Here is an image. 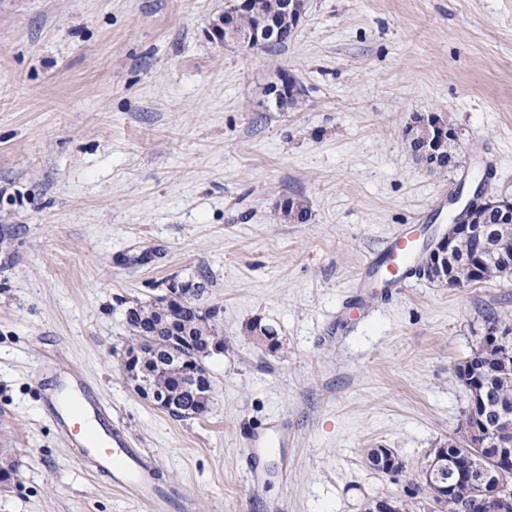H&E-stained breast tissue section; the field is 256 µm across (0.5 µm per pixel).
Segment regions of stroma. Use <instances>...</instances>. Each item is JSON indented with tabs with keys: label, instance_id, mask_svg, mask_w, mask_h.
<instances>
[{
	"label": "stroma",
	"instance_id": "stroma-1",
	"mask_svg": "<svg viewBox=\"0 0 512 512\" xmlns=\"http://www.w3.org/2000/svg\"><path fill=\"white\" fill-rule=\"evenodd\" d=\"M226 5L0 0V512H156L63 443L40 403L56 359L193 512H427V455L470 405L455 368L487 310L512 318V278L412 273L386 301L355 282L399 227L438 238L477 184L512 200V0H308L288 45L248 52L207 35ZM284 69L304 92L280 109ZM423 112L460 131L464 165L416 161ZM203 276L224 351L209 412L182 420L125 379V313ZM275 417L288 445L256 489L246 436ZM372 448L405 469H372Z\"/></svg>",
	"mask_w": 512,
	"mask_h": 512
}]
</instances>
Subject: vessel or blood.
Masks as SVG:
<instances>
[{"label":"vessel or blood","instance_id":"obj_1","mask_svg":"<svg viewBox=\"0 0 512 512\" xmlns=\"http://www.w3.org/2000/svg\"><path fill=\"white\" fill-rule=\"evenodd\" d=\"M386 268L367 264L365 279H378L382 296L388 297L403 285V279L418 257L417 244L407 230L392 234L385 243ZM45 414L55 423L64 443L77 449L91 467L107 476L113 488L131 490L140 498L157 501L169 512H185L187 503L165 487L156 484L153 461L126 432L112 408L99 399L82 376L53 374L43 397ZM253 453H260L271 442L287 446L288 430L271 421L264 430L247 438Z\"/></svg>","mask_w":512,"mask_h":512}]
</instances>
